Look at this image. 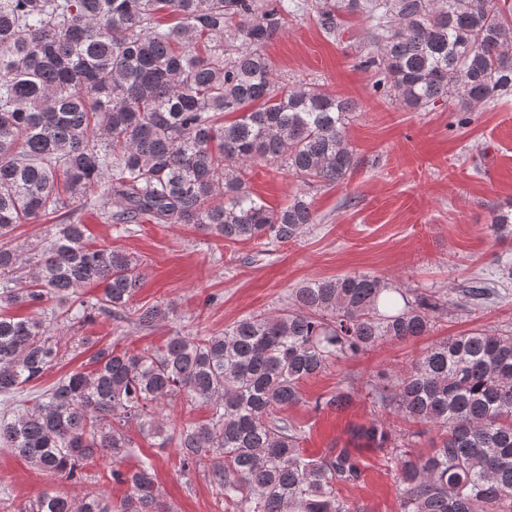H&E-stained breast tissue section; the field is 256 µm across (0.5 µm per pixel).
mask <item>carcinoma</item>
<instances>
[{
    "label": "carcinoma",
    "instance_id": "1",
    "mask_svg": "<svg viewBox=\"0 0 512 512\" xmlns=\"http://www.w3.org/2000/svg\"><path fill=\"white\" fill-rule=\"evenodd\" d=\"M299 0H0V447L49 476L77 482L100 459L132 453L127 427L175 442L181 469L206 463L224 512H363L342 496L364 463L350 449L304 455L302 428L281 412L303 402L302 383L383 339L426 336L449 293L402 295L371 274L306 281L288 307L242 318L211 335L178 333L146 351L113 343L33 398L27 386L52 367L61 344L49 322L96 312L151 326L138 311L143 259L85 243L77 211L106 184L109 224H186L226 242L288 243L316 221L301 191L274 210L255 197L247 170L261 160L305 186L344 182L358 167L346 125L355 105L300 81L275 92L264 47ZM176 16L163 25L159 14ZM369 21L361 63L372 90L415 112L453 98L470 112L512 96L508 0H316L329 37L340 15ZM47 219L58 232L30 280L16 225ZM103 286L88 299L82 289ZM490 295L481 280L464 297ZM374 405L386 419L354 437L387 451L400 484L396 512H512V330L473 329L428 346L405 372H379ZM183 396L206 420L166 433L158 406ZM436 433L430 448L413 436ZM130 486L74 503L44 492L18 512H170L154 466L112 469Z\"/></svg>",
    "mask_w": 512,
    "mask_h": 512
}]
</instances>
